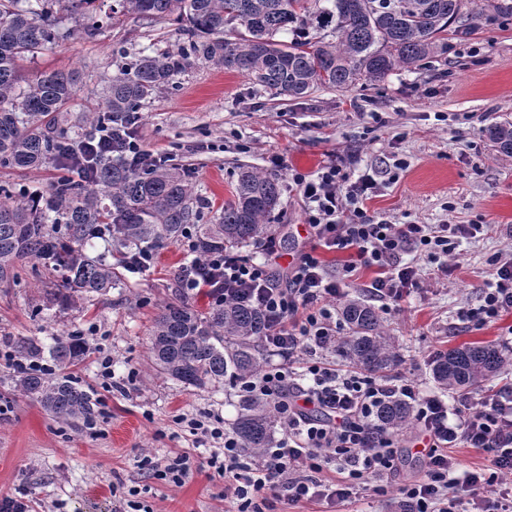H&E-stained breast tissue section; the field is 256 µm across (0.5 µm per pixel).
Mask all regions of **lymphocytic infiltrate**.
<instances>
[{"label":"lymphocytic infiltrate","mask_w":512,"mask_h":512,"mask_svg":"<svg viewBox=\"0 0 512 512\" xmlns=\"http://www.w3.org/2000/svg\"><path fill=\"white\" fill-rule=\"evenodd\" d=\"M73 150L81 159L91 153L117 156L137 168L166 161L144 149L129 124L101 125ZM292 184L307 204L315 247L301 253L285 279L274 270L272 236L255 244L253 253L213 252L180 274L184 290L206 292L217 305L233 302L263 313V345L278 361L240 381L237 394L270 405L282 437L249 458L220 419H193L192 434L213 446L206 461L183 453L162 461L146 456L140 466L176 485L203 467L215 469L224 478L226 512H276L279 504L311 500L336 507L360 488L384 496L387 512H512V382L451 406L409 380L336 369L327 354L336 348L342 323L332 303L343 297L345 279L329 272L316 254L320 248L352 252L347 274L375 268L367 286L371 299L398 302L422 290L427 276L425 263L401 264L403 254L420 251L426 260L451 255L458 239L476 238L485 225L374 221L365 203L377 190L375 179L351 176L338 155L315 174H294ZM492 266L480 305L463 311V320L484 325L512 312V252L497 255ZM394 399L409 406L429 445L424 478L392 494L387 484L400 450L394 430L377 416ZM460 443L486 453L488 466L460 470L451 453ZM331 468L337 479L325 477Z\"/></svg>","instance_id":"f902f5d3"}]
</instances>
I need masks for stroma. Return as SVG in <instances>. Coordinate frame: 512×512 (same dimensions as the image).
<instances>
[{
  "instance_id": "1",
  "label": "stroma",
  "mask_w": 512,
  "mask_h": 512,
  "mask_svg": "<svg viewBox=\"0 0 512 512\" xmlns=\"http://www.w3.org/2000/svg\"><path fill=\"white\" fill-rule=\"evenodd\" d=\"M480 13L476 27L451 25L448 50L429 63L404 68L384 81L347 91L318 88L283 99L245 76L189 58L177 86H161L144 101L137 135L188 174L208 224L232 200L240 166L311 174L328 154L374 176L379 190L368 203L375 220L389 224H489L486 236L461 241L445 279L390 303L380 315L401 362L393 377L436 390L429 364L438 351L476 342L504 344L512 314L481 327L459 313L477 306L492 258L512 251V156L499 153L485 129L512 121V16L464 0ZM63 39L23 64L31 78L42 71L75 73L76 94L59 123L67 127L103 102V89L121 65L144 55L166 60L183 38L174 24L126 14L114 22L63 19ZM284 169L272 170L271 155ZM407 167L395 171V160ZM276 226L278 272H286L309 245L305 205L282 192L270 217ZM187 258L165 244L154 266L127 274V287L78 298L65 311L47 306L38 276L28 272L0 284V348L27 337L46 349L55 339L93 331L89 352L71 366L104 411L70 425L41 404L18 395L17 376L0 366V499L25 501L31 512H121L128 490L151 512H224V479L206 468L174 486L140 470V455L163 459L199 453L179 417L219 414L232 427L240 399L231 385L184 387L156 373L150 333L161 307L182 299L179 276ZM112 361L104 387L102 358Z\"/></svg>"
}]
</instances>
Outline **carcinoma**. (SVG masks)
<instances>
[{"label": "carcinoma", "mask_w": 512, "mask_h": 512, "mask_svg": "<svg viewBox=\"0 0 512 512\" xmlns=\"http://www.w3.org/2000/svg\"><path fill=\"white\" fill-rule=\"evenodd\" d=\"M97 0H0V167L21 171L55 165L57 178L46 195L0 186V282L17 277L30 261H42L53 280L50 295L61 307L76 296L104 294L121 284L112 250L88 258L84 248L98 237L122 257L142 245L175 243L195 227L201 259L225 247L244 248L275 232L269 217L279 201V179L240 171L233 200L210 224L199 223L197 198L185 175L167 166L134 169L98 158L84 163L60 153L73 137L52 123L73 97L76 77L42 73L17 93L21 63L65 37L60 14L84 15ZM124 13L178 24L185 42L163 62L144 56L114 77L104 100L105 117L139 110L156 88L169 83L191 57L241 73L253 85L300 98L319 86L349 90L380 82L405 65H423L447 52L443 34L462 17L463 0H117ZM323 31L314 38L298 32L311 24ZM292 33L289 41L280 39ZM232 39H227V36ZM499 152L512 155V124L486 129ZM350 334L336 350L371 374L398 362L392 337L375 310L359 300L343 307ZM264 316L245 305L226 303L200 311L184 300L165 304L152 330L155 370L186 387L204 388L247 379L260 370ZM22 359L42 349L27 338L14 345ZM88 354L74 335L49 348L59 366L74 365ZM512 365L495 346L472 343L437 354L434 380L465 398L490 377ZM19 390L38 399L61 420L89 421L97 402L71 377L50 379L33 370L18 381ZM378 417L387 426L410 419L400 401L384 405ZM277 422L268 406L244 398L234 430L244 447L258 454L274 442Z\"/></svg>", "instance_id": "carcinoma-1"}]
</instances>
